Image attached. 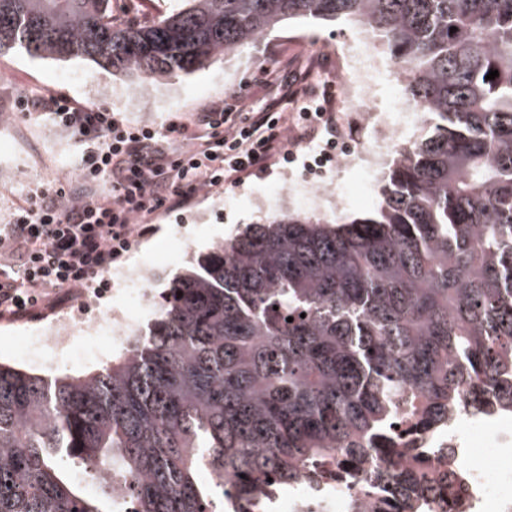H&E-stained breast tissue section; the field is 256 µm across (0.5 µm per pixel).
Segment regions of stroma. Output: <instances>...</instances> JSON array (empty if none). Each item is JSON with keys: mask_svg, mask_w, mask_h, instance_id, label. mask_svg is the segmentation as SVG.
Wrapping results in <instances>:
<instances>
[{"mask_svg": "<svg viewBox=\"0 0 512 512\" xmlns=\"http://www.w3.org/2000/svg\"><path fill=\"white\" fill-rule=\"evenodd\" d=\"M352 35L351 24L343 20H291L248 49L159 83L137 84L81 58L32 59L14 52L0 55V224L30 189L80 186L76 141L56 130L47 118L26 115L19 107L25 94L63 92L86 106L121 113L132 123L161 126L180 121L196 131L200 112L217 100L243 119L256 112L293 110V103L282 98V85L288 80L295 82L302 99L325 97L328 83L341 78L339 61ZM405 102L402 82L395 74L390 89L371 101L370 113L349 112L345 118L357 122V137L366 141L372 137L376 121L400 111ZM295 152L291 163L271 159L265 168L238 182L201 189L185 207L160 210L151 219L154 233L140 239L105 273L108 286L104 294L89 290L62 307L44 309L39 317L0 319V363L45 378L64 373L78 377L111 365L121 347H105L78 360L60 357L51 349L28 357L21 354V344L29 336L51 335L75 310H83V321L88 324L101 309H124L123 291L117 284L122 271L147 273L155 295H163L192 259L214 243L231 239L248 225L273 215L278 190L294 189L307 181L339 189L356 178L354 171L332 162L316 166L317 146L304 144Z\"/></svg>", "mask_w": 512, "mask_h": 512, "instance_id": "1", "label": "stroma"}]
</instances>
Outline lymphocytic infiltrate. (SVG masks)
<instances>
[{
	"label": "lymphocytic infiltrate",
	"mask_w": 512,
	"mask_h": 512,
	"mask_svg": "<svg viewBox=\"0 0 512 512\" xmlns=\"http://www.w3.org/2000/svg\"><path fill=\"white\" fill-rule=\"evenodd\" d=\"M25 111L49 116L78 143L82 190H30L0 225V317L38 316L76 292L104 288L101 276L153 230L149 218L179 208L184 197L219 187L265 167L273 156L290 159L297 143L334 146L342 133L338 113L314 104L296 112H258L250 122L211 104L200 136L170 122L133 124L109 109L84 106L66 94H33Z\"/></svg>",
	"instance_id": "f902f5d3"
}]
</instances>
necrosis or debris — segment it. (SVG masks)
<instances>
[{"instance_id":"1","label":"necrosis or debris","mask_w":512,"mask_h":512,"mask_svg":"<svg viewBox=\"0 0 512 512\" xmlns=\"http://www.w3.org/2000/svg\"><path fill=\"white\" fill-rule=\"evenodd\" d=\"M341 68L344 77L330 89L325 104L351 112L368 102L382 86L386 65H366L347 54ZM401 135L399 120L385 119L376 124L369 142H345L336 154V162L357 170V181L341 194L322 184L306 185L307 198L339 207L349 200L366 201L373 172L397 151ZM136 330L129 314L112 311L80 331L65 322L54 335L28 337L24 348L33 353L51 348L83 356L102 345L129 344ZM448 418L446 427L430 430L422 439L407 440L398 464L412 476L418 497L413 508L400 506L396 512H512V465L489 475L484 467L472 463L460 434L462 426H469L484 433L492 447L512 457V420L495 408L476 412L467 399L450 406ZM354 489L350 481L325 487L302 480L291 495L283 498L270 499L263 490H255L253 502L267 506L269 512H383L382 501L388 498V491L370 494L356 503L352 500Z\"/></svg>"}]
</instances>
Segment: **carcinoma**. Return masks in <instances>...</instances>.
Wrapping results in <instances>:
<instances>
[{
    "label": "carcinoma",
    "mask_w": 512,
    "mask_h": 512,
    "mask_svg": "<svg viewBox=\"0 0 512 512\" xmlns=\"http://www.w3.org/2000/svg\"><path fill=\"white\" fill-rule=\"evenodd\" d=\"M300 18L380 35L432 132L374 213L272 215L217 243L99 372L0 364V512H116L64 458L121 477L132 512H250L254 488L333 460L386 459L363 496L405 488L396 427L443 426L512 374V0H176L148 25L116 23L112 0H0V54L157 81Z\"/></svg>",
    "instance_id": "obj_1"
}]
</instances>
